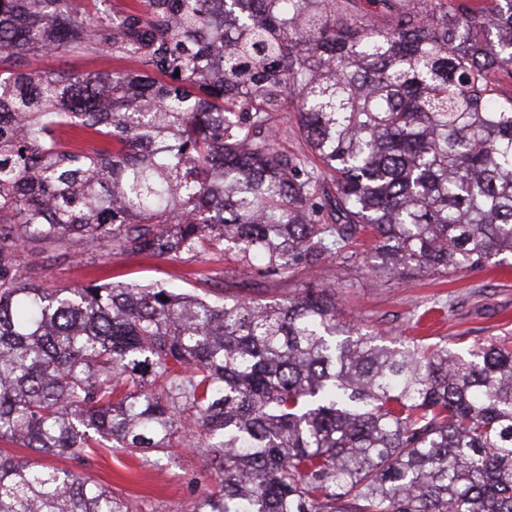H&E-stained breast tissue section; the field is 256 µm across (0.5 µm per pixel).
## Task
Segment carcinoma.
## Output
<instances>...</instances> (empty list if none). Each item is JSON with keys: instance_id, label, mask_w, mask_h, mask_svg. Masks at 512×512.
Segmentation results:
<instances>
[{"instance_id": "cac0c4a2", "label": "carcinoma", "mask_w": 512, "mask_h": 512, "mask_svg": "<svg viewBox=\"0 0 512 512\" xmlns=\"http://www.w3.org/2000/svg\"><path fill=\"white\" fill-rule=\"evenodd\" d=\"M0 0V439L158 465L178 427L224 475L193 512H512V344L397 340L329 288L278 302L91 281L19 249L196 256L290 279L368 232V270L512 258V0ZM132 69L60 74L38 60ZM179 76H174V73ZM291 117L306 158L275 144ZM97 134L88 153L55 126ZM0 512H131L0 457Z\"/></svg>"}]
</instances>
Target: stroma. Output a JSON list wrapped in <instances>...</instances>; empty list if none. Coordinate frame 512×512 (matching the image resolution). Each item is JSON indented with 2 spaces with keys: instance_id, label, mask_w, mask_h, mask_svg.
<instances>
[{
  "instance_id": "stroma-1",
  "label": "stroma",
  "mask_w": 512,
  "mask_h": 512,
  "mask_svg": "<svg viewBox=\"0 0 512 512\" xmlns=\"http://www.w3.org/2000/svg\"><path fill=\"white\" fill-rule=\"evenodd\" d=\"M21 262L41 287H75L91 280L165 284L185 292L213 293L275 301L299 289L335 285L343 317L361 319L368 329L392 336H427L429 343L465 353L492 338L512 337V270L490 265L444 276L417 274L398 280L375 277L362 259L332 255L317 272L297 271L289 280L243 271L223 250L189 258L142 257L117 250L104 254L56 255L53 250H24ZM83 473L126 498L134 512H192L195 502L215 488L221 473L211 460L190 448L174 459L141 467L110 440L98 442Z\"/></svg>"
}]
</instances>
